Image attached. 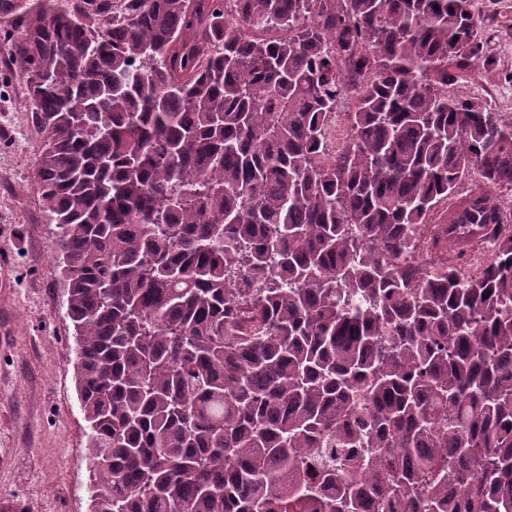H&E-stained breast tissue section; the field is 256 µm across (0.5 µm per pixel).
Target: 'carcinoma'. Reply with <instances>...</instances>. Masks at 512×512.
Returning <instances> with one entry per match:
<instances>
[{
	"label": "carcinoma",
	"instance_id": "carcinoma-1",
	"mask_svg": "<svg viewBox=\"0 0 512 512\" xmlns=\"http://www.w3.org/2000/svg\"><path fill=\"white\" fill-rule=\"evenodd\" d=\"M90 512H512V120L471 0H0ZM350 146L322 130L352 86ZM496 237L406 264L419 226Z\"/></svg>",
	"mask_w": 512,
	"mask_h": 512
}]
</instances>
